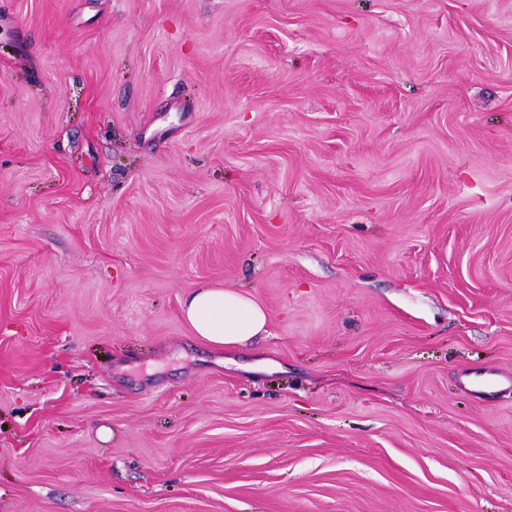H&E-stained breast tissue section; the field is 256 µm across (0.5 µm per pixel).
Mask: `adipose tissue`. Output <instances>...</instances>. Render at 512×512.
Instances as JSON below:
<instances>
[{"mask_svg":"<svg viewBox=\"0 0 512 512\" xmlns=\"http://www.w3.org/2000/svg\"><path fill=\"white\" fill-rule=\"evenodd\" d=\"M181 313L193 335L219 351L269 332L266 309L243 290L200 286L184 298Z\"/></svg>","mask_w":512,"mask_h":512,"instance_id":"obj_1","label":"adipose tissue"}]
</instances>
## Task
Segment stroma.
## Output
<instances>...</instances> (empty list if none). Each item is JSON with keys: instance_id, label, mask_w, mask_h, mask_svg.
<instances>
[{"instance_id": "35a3bbf8", "label": "stroma", "mask_w": 512, "mask_h": 512, "mask_svg": "<svg viewBox=\"0 0 512 512\" xmlns=\"http://www.w3.org/2000/svg\"><path fill=\"white\" fill-rule=\"evenodd\" d=\"M487 370L512 0H0V512H512ZM181 313L193 335L219 351L269 334L266 309L243 290L202 285L184 298Z\"/></svg>"}]
</instances>
